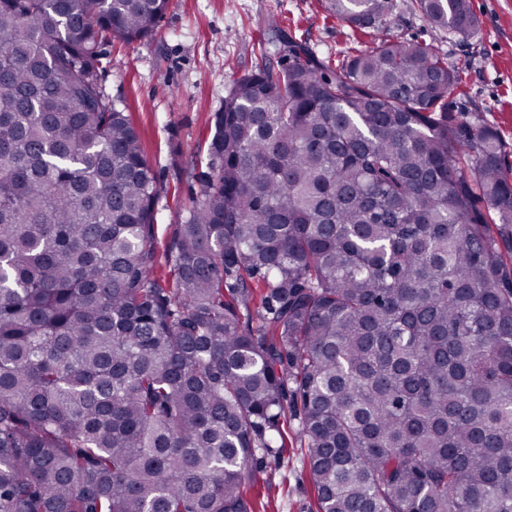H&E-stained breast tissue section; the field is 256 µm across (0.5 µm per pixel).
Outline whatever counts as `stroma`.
I'll return each mask as SVG.
<instances>
[{"instance_id":"stroma-1","label":"stroma","mask_w":512,"mask_h":512,"mask_svg":"<svg viewBox=\"0 0 512 512\" xmlns=\"http://www.w3.org/2000/svg\"><path fill=\"white\" fill-rule=\"evenodd\" d=\"M395 3L381 34L351 28L328 11L327 0H169L151 37L104 46L105 92L138 130L161 187L157 277H168L177 219L200 195L212 116L275 26L332 66L386 35L434 46L462 77L448 98L449 119L493 128L512 168V0H470L478 34L465 43L431 27L408 0ZM261 477L271 487L268 512H311L314 492L298 443L267 457Z\"/></svg>"}]
</instances>
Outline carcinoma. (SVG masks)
Returning a JSON list of instances; mask_svg holds the SVG:
<instances>
[{"label": "carcinoma", "mask_w": 512, "mask_h": 512, "mask_svg": "<svg viewBox=\"0 0 512 512\" xmlns=\"http://www.w3.org/2000/svg\"><path fill=\"white\" fill-rule=\"evenodd\" d=\"M168 5L0 0V512H260L287 419L315 512H512V176L448 120L460 72L402 38L262 49L160 280L157 176L100 74ZM412 7L475 36L470 0Z\"/></svg>", "instance_id": "cac0c4a2"}]
</instances>
